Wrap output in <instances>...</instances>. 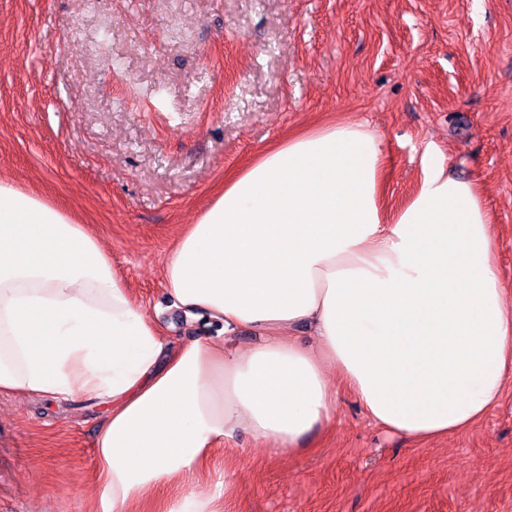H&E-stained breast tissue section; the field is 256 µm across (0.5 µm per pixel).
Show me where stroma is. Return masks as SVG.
Returning <instances> with one entry per match:
<instances>
[{"label": "stroma", "instance_id": "stroma-1", "mask_svg": "<svg viewBox=\"0 0 512 512\" xmlns=\"http://www.w3.org/2000/svg\"><path fill=\"white\" fill-rule=\"evenodd\" d=\"M335 120L382 138L388 207L429 153L478 182L512 299V0H0V177L84 221L170 343L213 331L163 278L186 225L226 173ZM106 414L0 395V512H102ZM192 492L229 512H512V382L482 421L429 441L339 389L294 454L264 458L240 433L140 512Z\"/></svg>", "mask_w": 512, "mask_h": 512}]
</instances>
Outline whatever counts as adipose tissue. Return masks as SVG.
I'll use <instances>...</instances> for the list:
<instances>
[{
  "label": "adipose tissue",
  "instance_id": "adipose-tissue-1",
  "mask_svg": "<svg viewBox=\"0 0 512 512\" xmlns=\"http://www.w3.org/2000/svg\"><path fill=\"white\" fill-rule=\"evenodd\" d=\"M385 161L381 138L338 121L225 174L163 269L175 305L224 335L177 346L85 225L0 178V393L108 406L107 512H137L242 432L268 455L295 451L332 420L334 369L387 431L429 439L473 425L512 377L491 220L479 186L430 156L388 213ZM243 331L255 343L239 346Z\"/></svg>",
  "mask_w": 512,
  "mask_h": 512
}]
</instances>
